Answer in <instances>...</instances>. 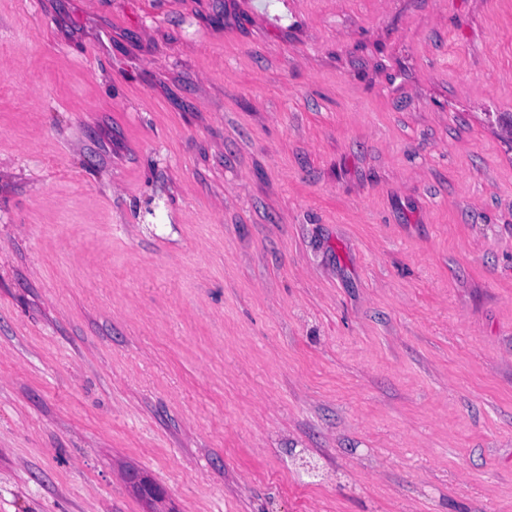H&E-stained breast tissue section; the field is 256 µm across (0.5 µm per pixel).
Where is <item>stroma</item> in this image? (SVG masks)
Masks as SVG:
<instances>
[{"label": "stroma", "mask_w": 512, "mask_h": 512, "mask_svg": "<svg viewBox=\"0 0 512 512\" xmlns=\"http://www.w3.org/2000/svg\"><path fill=\"white\" fill-rule=\"evenodd\" d=\"M0 512H512V0H0Z\"/></svg>", "instance_id": "1"}]
</instances>
